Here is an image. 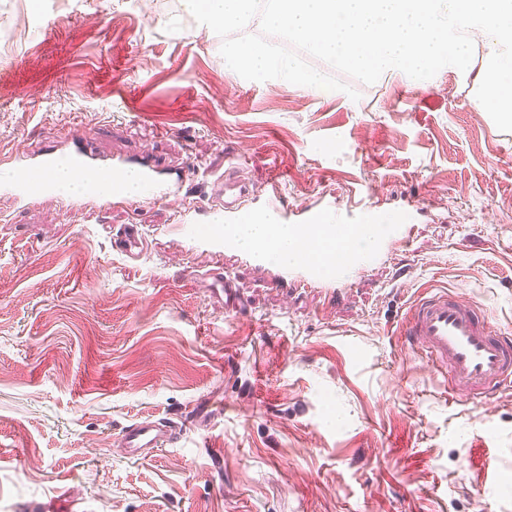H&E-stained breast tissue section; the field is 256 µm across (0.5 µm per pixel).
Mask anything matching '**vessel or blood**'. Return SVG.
<instances>
[{
	"label": "vessel or blood",
	"instance_id": "obj_1",
	"mask_svg": "<svg viewBox=\"0 0 512 512\" xmlns=\"http://www.w3.org/2000/svg\"><path fill=\"white\" fill-rule=\"evenodd\" d=\"M56 162V156L46 155L31 165L22 178L0 183V188L19 200L30 196L34 190H46L43 175ZM137 169L146 199L160 201L177 193V185L161 179L154 166L141 163ZM235 190L232 182L220 178L212 182V193L223 197L224 202L209 209L211 223L238 224L248 219L249 213L238 204ZM257 210L272 214L276 220H287L288 207L280 181L271 182ZM370 210V205L362 200L347 202L340 208L332 204L309 206L299 213V227L314 231L329 219L335 226L337 238L350 239ZM410 232V225H389L377 237L376 255H383L392 244L405 243ZM114 247L135 260L147 250L148 240L140 225L128 224L117 234ZM240 259L265 269L274 286L290 283L298 288H322L326 285L321 277V266L314 259L294 266H272L260 251L243 252ZM205 280L221 308L235 312L243 309L244 301L234 281L222 269L212 270ZM401 334L413 350L423 353L436 373L447 378L449 393L477 399L512 380V338L500 332L479 304L462 299L458 294L440 290L420 298L410 308ZM172 442L170 427L159 419L134 422L125 427L122 434V444L132 460Z\"/></svg>",
	"mask_w": 512,
	"mask_h": 512
}]
</instances>
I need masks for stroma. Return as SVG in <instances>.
<instances>
[{
	"label": "stroma",
	"mask_w": 512,
	"mask_h": 512,
	"mask_svg": "<svg viewBox=\"0 0 512 512\" xmlns=\"http://www.w3.org/2000/svg\"><path fill=\"white\" fill-rule=\"evenodd\" d=\"M181 0H0V160H146L181 190L100 208L59 188L0 195V512H512V386L454 397L400 334L422 292L482 303L512 334V133L445 72L384 75L359 100L229 74ZM126 108H114L116 98ZM235 176L250 208L273 176L289 207L369 197L409 242L329 294L273 287L170 233ZM142 225L130 260L112 235ZM249 300L220 311L200 275ZM221 405L191 426L194 405ZM183 434L141 460L120 435Z\"/></svg>",
	"instance_id": "35a3bbf8"
}]
</instances>
